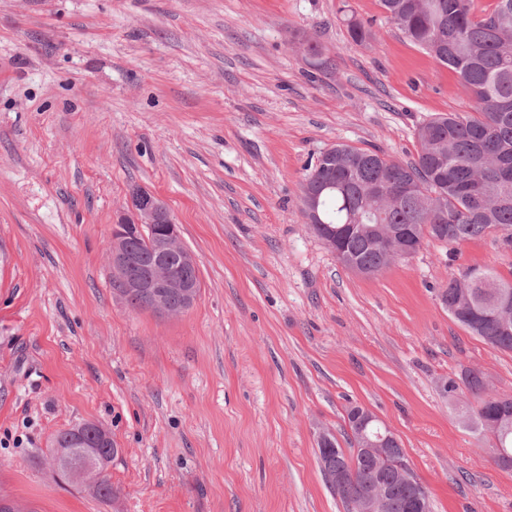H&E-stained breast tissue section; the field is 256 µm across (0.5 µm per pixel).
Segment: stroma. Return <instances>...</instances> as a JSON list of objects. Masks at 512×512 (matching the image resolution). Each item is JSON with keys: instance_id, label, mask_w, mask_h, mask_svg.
Returning a JSON list of instances; mask_svg holds the SVG:
<instances>
[{"instance_id": "1", "label": "stroma", "mask_w": 512, "mask_h": 512, "mask_svg": "<svg viewBox=\"0 0 512 512\" xmlns=\"http://www.w3.org/2000/svg\"><path fill=\"white\" fill-rule=\"evenodd\" d=\"M375 37L350 39L346 17ZM315 39L325 64L297 39ZM457 74L379 0H0V497L23 512H345L318 462L346 410L398 437L432 512H512V472L442 381L512 395V352L442 305L450 274L512 280L491 232L428 241L375 276L311 230L302 186L340 143L416 160L468 111ZM158 196L196 261L187 311L112 286L113 218ZM121 453L102 500L43 459L82 422Z\"/></svg>"}]
</instances>
